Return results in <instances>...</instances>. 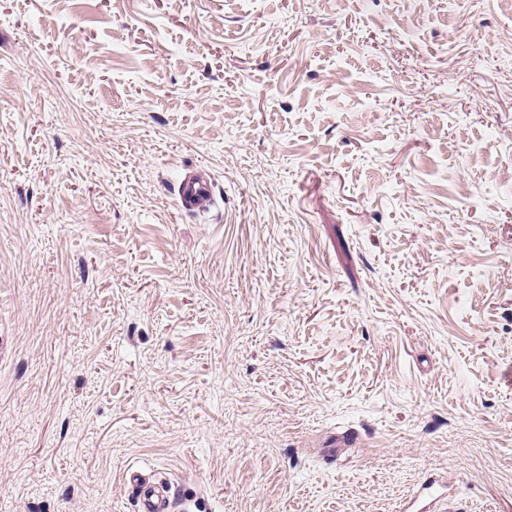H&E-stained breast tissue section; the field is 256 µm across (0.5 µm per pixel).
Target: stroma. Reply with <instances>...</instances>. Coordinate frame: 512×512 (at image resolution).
Returning a JSON list of instances; mask_svg holds the SVG:
<instances>
[{
  "label": "stroma",
  "instance_id": "35a3bbf8",
  "mask_svg": "<svg viewBox=\"0 0 512 512\" xmlns=\"http://www.w3.org/2000/svg\"><path fill=\"white\" fill-rule=\"evenodd\" d=\"M132 466L512 512V0H0V512ZM182 178L177 188L180 210L185 213L208 211L215 203L213 181L207 170ZM356 434L353 431H344L333 434L328 439L324 448V459L328 463L336 462V459L342 455L348 448L356 446ZM447 488L437 484L435 481H429L423 487V492L419 497L408 506L401 508L402 512H432L431 504L434 500L443 495H447Z\"/></svg>",
  "mask_w": 512,
  "mask_h": 512
}]
</instances>
